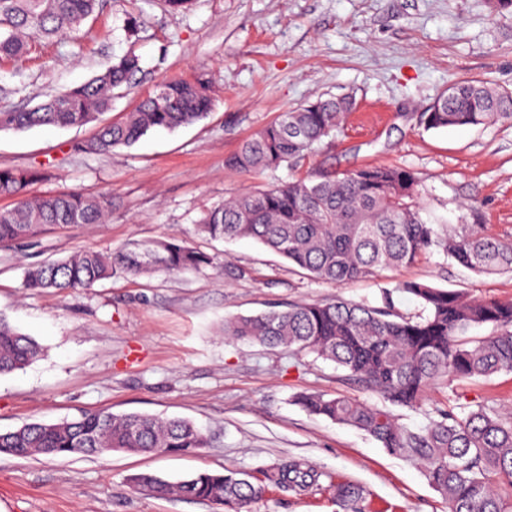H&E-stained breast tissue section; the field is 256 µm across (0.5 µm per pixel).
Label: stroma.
Returning <instances> with one entry per match:
<instances>
[{"instance_id": "obj_1", "label": "stroma", "mask_w": 512, "mask_h": 512, "mask_svg": "<svg viewBox=\"0 0 512 512\" xmlns=\"http://www.w3.org/2000/svg\"><path fill=\"white\" fill-rule=\"evenodd\" d=\"M132 14L140 18L134 37L127 32ZM130 50L141 70L116 91L105 120L132 111L176 73L204 81L213 108L194 124L152 130L102 155L72 149L94 134L92 123L0 131V167L43 172L30 194L75 189L113 200L107 223L54 229L0 249V314L43 348L29 365L0 376V431L107 409L186 418L211 443L186 454H0V512H219L208 501L138 493L130 479L152 472L177 481L232 468L264 483L266 470L293 459L324 471L326 484L306 492L266 485L250 512H342L333 487L346 482L363 489L365 512H448L417 466L296 401L315 392L378 406L381 397L314 355L225 337L224 320L339 297L372 308L389 303L414 317L421 307L401 283L507 301L512 272L476 274L433 250L338 285L313 279L254 240L209 239L197 222L230 197L291 178L285 165L256 174L225 166L246 138L282 112L350 94L357 109L343 134L325 139L303 170L410 168L423 182L426 215L512 240V124L428 131L419 122L452 84L483 79L512 89V13H491L487 0H193L177 13L163 0H104L80 42H41L30 59L0 63V110L35 105ZM168 237L208 253L211 264L117 276L62 294L22 287L25 269L44 260ZM229 266L245 268L246 277L227 278ZM450 405L512 408V373L442 382L421 408L396 414L418 428Z\"/></svg>"}]
</instances>
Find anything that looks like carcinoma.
Returning a JSON list of instances; mask_svg holds the SVG:
<instances>
[{"instance_id": "1", "label": "carcinoma", "mask_w": 512, "mask_h": 512, "mask_svg": "<svg viewBox=\"0 0 512 512\" xmlns=\"http://www.w3.org/2000/svg\"><path fill=\"white\" fill-rule=\"evenodd\" d=\"M101 0H0V60L26 59L36 41L79 33L100 9ZM140 70L132 51L112 59L104 70L33 108L0 112V130L40 126L69 127L99 120L112 108L114 92ZM356 106L351 96L318 99L282 113L252 134L225 160L239 172H257L284 163L298 166L324 139L343 131ZM212 99L204 83L169 77L141 98L134 111L99 127L96 135L73 146L85 154H107L130 147L153 128L175 130L205 118ZM512 123V90L486 81L454 84L420 115L426 130ZM40 173L0 168V197L15 200L0 209V248L33 238L46 226L104 224L112 198L78 191L28 196ZM422 184L402 167L366 165L346 173L306 174L255 192L234 196L209 210L198 231L212 239L251 238L313 278L341 283L376 270L414 263L434 248L475 273L512 271V242L483 228L447 229L422 216ZM208 254L170 238L136 244L113 253L81 250L31 266L22 288L67 292L90 288L117 274L139 276L152 269L199 270ZM423 314L406 318L391 306L370 308L338 298L298 303L286 310L224 320V335L271 347L313 354L346 369L384 401L413 408L437 382H459L512 372V301L482 300L460 291L419 282L402 284ZM494 332L462 341L473 327ZM41 345L0 317V376L38 358ZM298 403L309 413L349 425L381 447L418 465L428 483L448 504V512H512V415L483 406L462 416L453 408L413 430L386 407L346 397L303 394ZM210 435L189 421L146 414L115 415L83 411L57 423L31 422L0 432V453L106 456L116 450L136 453H186L209 445ZM325 474L304 460H292L267 475L283 488L322 485ZM133 488L153 497L177 493L247 512L265 485L237 470L198 472L171 484L151 473L131 478ZM346 512H363V492L354 483L334 488Z\"/></svg>"}]
</instances>
